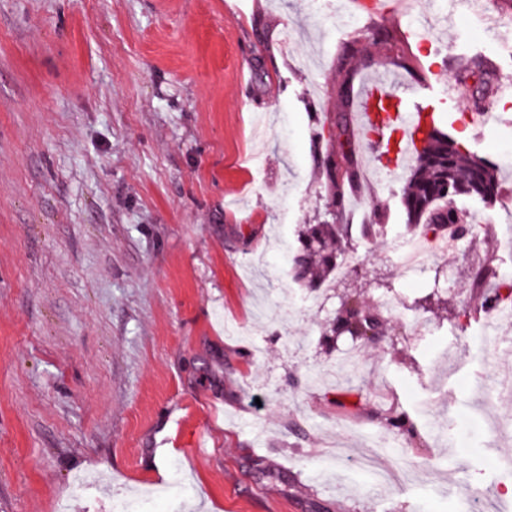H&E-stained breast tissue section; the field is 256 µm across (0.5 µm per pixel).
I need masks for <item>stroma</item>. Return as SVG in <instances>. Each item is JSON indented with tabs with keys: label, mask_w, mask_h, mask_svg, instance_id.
Returning <instances> with one entry per match:
<instances>
[{
	"label": "stroma",
	"mask_w": 512,
	"mask_h": 512,
	"mask_svg": "<svg viewBox=\"0 0 512 512\" xmlns=\"http://www.w3.org/2000/svg\"><path fill=\"white\" fill-rule=\"evenodd\" d=\"M426 42L404 11L335 18L338 0H0V512H512L498 484L512 449V322L486 343L473 271L512 278V213L456 201L484 221L478 242L433 253L403 281L394 238L357 243L358 273L329 293L291 274L301 225L333 212L321 159L337 150L343 82L397 74L449 87L452 137L512 154V97L484 126L463 122L488 51L476 0H422ZM402 34L420 65L376 44ZM355 57L342 63L346 45ZM264 114L260 167L255 114ZM380 135L358 163L371 224L403 229L413 160L392 167ZM390 296L431 335L397 322L341 367L320 326L344 296ZM357 388V408L336 394ZM399 406L419 440L402 445L379 413ZM507 424L495 436L487 422ZM429 469L426 485L377 472Z\"/></svg>",
	"instance_id": "stroma-1"
}]
</instances>
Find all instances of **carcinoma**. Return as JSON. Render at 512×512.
I'll list each match as a JSON object with an SVG mask.
<instances>
[{
    "instance_id": "1",
    "label": "carcinoma",
    "mask_w": 512,
    "mask_h": 512,
    "mask_svg": "<svg viewBox=\"0 0 512 512\" xmlns=\"http://www.w3.org/2000/svg\"><path fill=\"white\" fill-rule=\"evenodd\" d=\"M420 132L416 165L401 197L408 221L404 231L411 236L437 235L459 223V214L453 206L455 199L494 201L498 198L499 169L495 162L468 151L435 121L424 124ZM336 137L340 140L339 150L323 158V168L331 187V205L339 209L345 201V184L354 182L356 143L361 133L355 132L346 120L337 124ZM387 234L384 224H306L299 231V247L292 258L293 278L304 287L316 290L336 280V270L346 261L354 242L376 240ZM474 280L488 286L482 294V309L512 297V286L499 282L491 267L477 269ZM364 328L377 336L384 335L382 312L343 302L337 315L325 324L323 341L330 347L336 346L341 337L360 341L358 332ZM381 419L395 437L411 443L418 438L416 425L406 412L390 409L381 414Z\"/></svg>"
}]
</instances>
